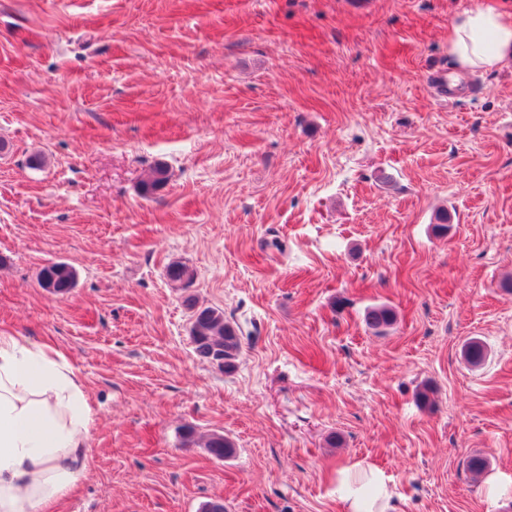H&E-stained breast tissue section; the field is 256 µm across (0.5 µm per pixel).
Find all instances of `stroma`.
<instances>
[{"instance_id":"35a3bbf8","label":"stroma","mask_w":512,"mask_h":512,"mask_svg":"<svg viewBox=\"0 0 512 512\" xmlns=\"http://www.w3.org/2000/svg\"><path fill=\"white\" fill-rule=\"evenodd\" d=\"M480 2L0 0V330L51 340L95 413L55 512H343L355 467L391 512H512V67L448 55ZM439 66L482 94L436 101ZM189 297L240 329L232 372ZM65 265H68L69 268ZM70 268L73 269L71 265L65 262H53L44 266L39 274L41 288H45L53 294L69 292L72 274Z\"/></svg>"}]
</instances>
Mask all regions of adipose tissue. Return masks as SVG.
Segmentation results:
<instances>
[{
	"label": "adipose tissue",
	"mask_w": 512,
	"mask_h": 512,
	"mask_svg": "<svg viewBox=\"0 0 512 512\" xmlns=\"http://www.w3.org/2000/svg\"><path fill=\"white\" fill-rule=\"evenodd\" d=\"M448 52L465 71L512 64V11L479 5L450 23ZM89 396L63 352L0 330V512H51L89 468ZM345 512H390L377 471L344 472Z\"/></svg>",
	"instance_id": "ef3b65f1"
}]
</instances>
